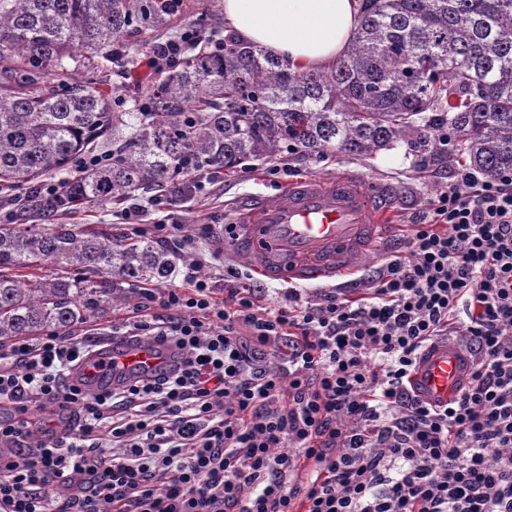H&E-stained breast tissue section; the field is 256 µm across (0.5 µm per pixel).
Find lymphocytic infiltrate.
<instances>
[{"label": "lymphocytic infiltrate", "instance_id": "lymphocytic-infiltrate-1", "mask_svg": "<svg viewBox=\"0 0 512 512\" xmlns=\"http://www.w3.org/2000/svg\"><path fill=\"white\" fill-rule=\"evenodd\" d=\"M242 276L226 266L221 300L197 262L146 290L162 312L131 333L172 363L117 388L66 379L95 337L1 340L0 512H512L511 173L456 168L364 297L272 306ZM460 326L470 380L425 403L408 376ZM33 402L76 409L78 433L32 424Z\"/></svg>", "mask_w": 512, "mask_h": 512}]
</instances>
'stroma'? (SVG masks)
I'll list each match as a JSON object with an SVG mask.
<instances>
[{"mask_svg": "<svg viewBox=\"0 0 512 512\" xmlns=\"http://www.w3.org/2000/svg\"><path fill=\"white\" fill-rule=\"evenodd\" d=\"M201 24L207 37L223 38L224 5L222 0H182L178 12L170 15L166 26L146 33H131L122 43L133 62L127 77L101 71L102 88L122 102L145 95L157 73L148 71L142 61L149 49L157 43L180 37L188 23ZM439 142L427 143L417 151H409L405 143L383 150L370 158L336 155L307 156L286 153L274 159L250 160L231 176L205 175L197 193L188 201L170 203L142 198L143 222H157L175 227V238L180 241L179 255L186 262H203L217 291H224L223 270L234 264L231 239H207L201 234L205 224H230L234 221L236 205L241 198L252 195L278 201L290 180L303 177L335 179L343 174L360 178L364 188L374 187L390 195L388 219L397 231L388 243L387 251H373L359 262L364 277L376 276L388 250L404 247L413 224L419 223L429 212L439 191L448 184L451 169L448 165L447 128H440ZM59 224H108L116 236L128 234L122 208L109 204H91L67 214L56 216Z\"/></svg>", "mask_w": 512, "mask_h": 512, "instance_id": "stroma-1", "label": "stroma"}]
</instances>
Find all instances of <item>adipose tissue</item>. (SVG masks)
Here are the masks:
<instances>
[{"instance_id": "ef3b65f1", "label": "adipose tissue", "mask_w": 512, "mask_h": 512, "mask_svg": "<svg viewBox=\"0 0 512 512\" xmlns=\"http://www.w3.org/2000/svg\"><path fill=\"white\" fill-rule=\"evenodd\" d=\"M224 24L291 67L335 64L359 24L362 0H223Z\"/></svg>"}]
</instances>
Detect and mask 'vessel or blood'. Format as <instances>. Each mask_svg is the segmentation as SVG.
I'll list each match as a JSON object with an SVG mask.
<instances>
[{"label":"vessel or blood","mask_w":512,"mask_h":512,"mask_svg":"<svg viewBox=\"0 0 512 512\" xmlns=\"http://www.w3.org/2000/svg\"><path fill=\"white\" fill-rule=\"evenodd\" d=\"M234 254L251 273L274 281L325 285L357 272L356 261L382 236L384 194L366 192L357 178H306L288 185L271 203L243 198L237 208ZM162 364L154 343L127 338L90 348L77 374L116 382ZM471 360L459 343L440 339L421 353L408 387L421 400L447 405L466 384Z\"/></svg>","instance_id":"vessel-or-blood-1"}]
</instances>
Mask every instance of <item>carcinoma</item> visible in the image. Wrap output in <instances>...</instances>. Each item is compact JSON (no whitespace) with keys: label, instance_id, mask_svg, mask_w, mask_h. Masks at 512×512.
I'll use <instances>...</instances> for the list:
<instances>
[{"label":"carcinoma","instance_id":"1","mask_svg":"<svg viewBox=\"0 0 512 512\" xmlns=\"http://www.w3.org/2000/svg\"><path fill=\"white\" fill-rule=\"evenodd\" d=\"M166 22L163 0H0V191L23 186L30 198L0 224L1 339L100 321L169 280L175 255L157 241L46 223L82 204L182 202L207 171L284 152L371 156L428 139L430 112L452 133L448 162L512 170V0H364L326 70H294L228 35L224 50L201 49L143 97L112 103L97 61L125 69L123 36ZM73 66L88 78L70 81ZM104 140L110 163L37 195L42 177Z\"/></svg>","mask_w":512,"mask_h":512}]
</instances>
